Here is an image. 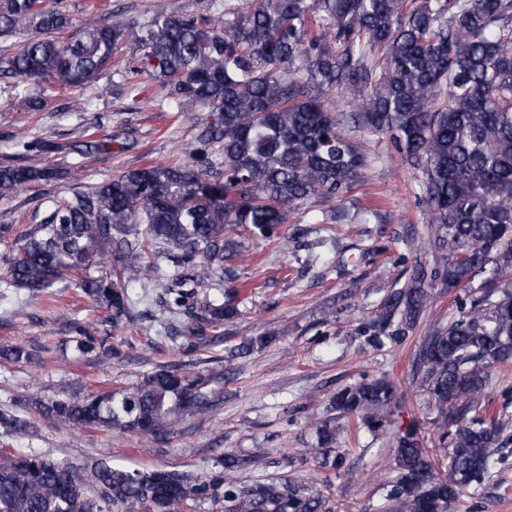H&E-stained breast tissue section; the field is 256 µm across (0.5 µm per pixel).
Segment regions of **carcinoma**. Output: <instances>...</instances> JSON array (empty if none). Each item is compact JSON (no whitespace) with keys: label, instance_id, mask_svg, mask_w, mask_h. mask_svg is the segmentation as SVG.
<instances>
[{"label":"carcinoma","instance_id":"obj_1","mask_svg":"<svg viewBox=\"0 0 512 512\" xmlns=\"http://www.w3.org/2000/svg\"><path fill=\"white\" fill-rule=\"evenodd\" d=\"M208 17H179L155 0L142 25L141 70L166 97L217 116L196 135L188 159L149 164L89 190L52 201L43 223L14 242L5 282L39 293L73 265L98 263L109 245L125 286L86 279L80 289L106 306L113 326L140 317L130 285L150 284L153 302L173 317L171 339L187 352L224 340L237 315L234 295L220 288L224 261L245 257L228 236L243 227L256 239L281 238L288 216L318 201L341 199L358 182L367 156L344 131L386 132L401 163L421 173L431 269L418 265L393 291L378 325L396 328L367 342L398 344L433 300L432 287L471 288L482 295L470 311L424 337L429 404L448 473L417 429L393 449L396 475L374 512H449L465 489L481 487L498 463L506 423L475 414L486 397L488 368L512 360V0H251L239 12L214 4ZM24 24L32 36L0 51V77L73 91L111 70L127 26L104 23L94 9L75 22L67 0H0V36ZM336 88L351 112H333ZM55 176L36 165H0V197ZM158 245L146 258L136 226ZM176 258L159 275V260ZM77 352H98L97 337L76 329ZM268 336L230 350L246 357ZM0 358L27 361L22 343L0 346ZM181 366L144 374L128 388L81 399L39 403L63 426L136 431L160 438L171 416H194L208 401V381ZM397 404V388L363 377L330 400V411L374 432ZM336 418L319 421V467L338 468ZM0 427L19 435L28 420L1 411ZM246 459L222 454L215 469L193 475L175 468L126 469L105 461L74 464L46 452L0 449V512H194L211 502L221 512H322L303 485L242 483Z\"/></svg>","mask_w":512,"mask_h":512}]
</instances>
